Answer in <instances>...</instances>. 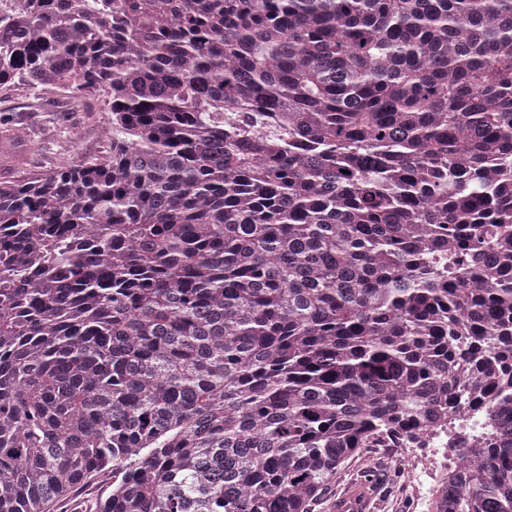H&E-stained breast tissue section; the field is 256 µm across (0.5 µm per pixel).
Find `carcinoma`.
I'll return each mask as SVG.
<instances>
[{
  "instance_id": "obj_1",
  "label": "carcinoma",
  "mask_w": 512,
  "mask_h": 512,
  "mask_svg": "<svg viewBox=\"0 0 512 512\" xmlns=\"http://www.w3.org/2000/svg\"><path fill=\"white\" fill-rule=\"evenodd\" d=\"M112 156L0 183V512H314L478 398L512 512V0H0ZM112 474L96 477L75 490V497L84 500H96L106 496L110 491Z\"/></svg>"
}]
</instances>
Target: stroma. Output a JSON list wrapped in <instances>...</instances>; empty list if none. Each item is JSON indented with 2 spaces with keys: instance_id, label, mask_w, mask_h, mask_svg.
I'll use <instances>...</instances> for the list:
<instances>
[{
  "instance_id": "1",
  "label": "stroma",
  "mask_w": 512,
  "mask_h": 512,
  "mask_svg": "<svg viewBox=\"0 0 512 512\" xmlns=\"http://www.w3.org/2000/svg\"><path fill=\"white\" fill-rule=\"evenodd\" d=\"M63 88L33 90L22 84L0 85V127L10 129L0 145V182L42 178L67 163L111 155L102 130L112 119L104 97L84 96L73 106ZM402 448H372L348 460L343 481L372 472L375 512H419L406 484L410 472Z\"/></svg>"
}]
</instances>
